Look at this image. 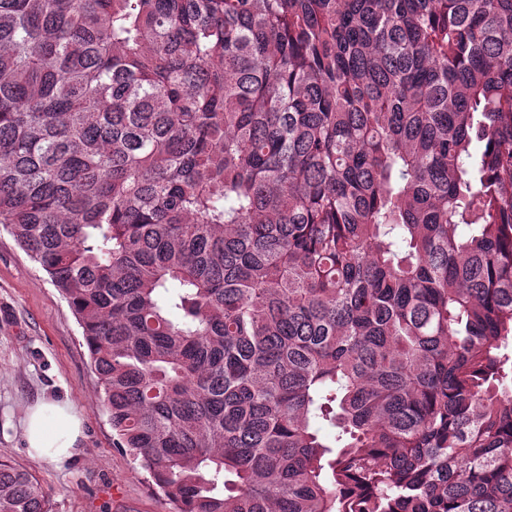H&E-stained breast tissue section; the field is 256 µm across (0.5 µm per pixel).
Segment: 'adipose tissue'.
<instances>
[{
    "mask_svg": "<svg viewBox=\"0 0 512 512\" xmlns=\"http://www.w3.org/2000/svg\"><path fill=\"white\" fill-rule=\"evenodd\" d=\"M33 456L62 462L75 456L83 434L77 410L67 403L46 401L33 407L24 422Z\"/></svg>",
    "mask_w": 512,
    "mask_h": 512,
    "instance_id": "adipose-tissue-1",
    "label": "adipose tissue"
}]
</instances>
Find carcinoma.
Wrapping results in <instances>:
<instances>
[{
    "mask_svg": "<svg viewBox=\"0 0 512 512\" xmlns=\"http://www.w3.org/2000/svg\"><path fill=\"white\" fill-rule=\"evenodd\" d=\"M0 224L170 512H512V0H0Z\"/></svg>",
    "mask_w": 512,
    "mask_h": 512,
    "instance_id": "cac0c4a2",
    "label": "carcinoma"
}]
</instances>
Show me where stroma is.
I'll return each instance as SVG.
<instances>
[{"mask_svg": "<svg viewBox=\"0 0 512 512\" xmlns=\"http://www.w3.org/2000/svg\"><path fill=\"white\" fill-rule=\"evenodd\" d=\"M68 400L83 417L75 457L33 458L22 420L41 400ZM32 472L53 512H170L148 474L113 446L97 375L72 311L48 275L0 228V459Z\"/></svg>", "mask_w": 512, "mask_h": 512, "instance_id": "stroma-1", "label": "stroma"}]
</instances>
